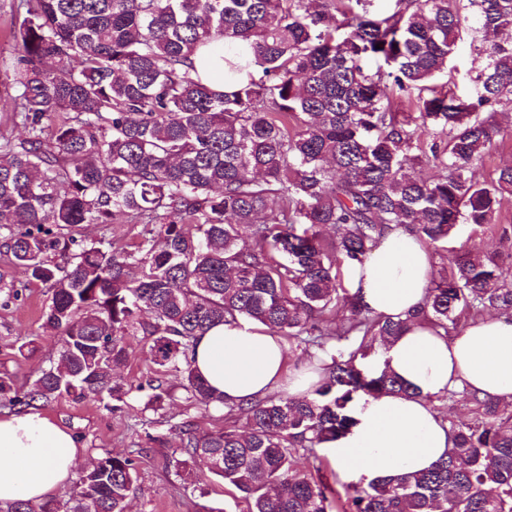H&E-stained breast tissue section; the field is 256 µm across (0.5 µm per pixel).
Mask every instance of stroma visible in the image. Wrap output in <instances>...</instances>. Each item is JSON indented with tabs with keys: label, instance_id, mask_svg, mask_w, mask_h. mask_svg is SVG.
<instances>
[{
	"label": "stroma",
	"instance_id": "stroma-1",
	"mask_svg": "<svg viewBox=\"0 0 512 512\" xmlns=\"http://www.w3.org/2000/svg\"><path fill=\"white\" fill-rule=\"evenodd\" d=\"M492 119L500 126L501 136L478 163L479 173L486 177L512 165V110H498ZM451 251L481 256L512 254V195L502 197L496 223L464 225L455 237L433 248L434 266H442ZM50 298L47 285L28 279L17 300L0 305V372L10 374L17 390L28 389L41 370L58 361L59 339L46 335L42 327ZM149 345V340L140 336L130 340L129 356L118 369L128 389L119 410H107L96 399L66 395L42 405V412L68 429L84 450L75 475H82L97 458L112 452L134 462L135 481L126 512H246V504L234 488L212 475L201 459L181 452L183 422L192 421L203 433L228 425L226 412L188 406L173 373L167 376L174 388L172 399L163 409L147 408L149 391L143 383L154 372ZM298 462L332 490L341 492L356 483L336 467L328 449L301 455Z\"/></svg>",
	"mask_w": 512,
	"mask_h": 512
}]
</instances>
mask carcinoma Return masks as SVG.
Here are the masks:
<instances>
[{
	"label": "carcinoma",
	"mask_w": 512,
	"mask_h": 512,
	"mask_svg": "<svg viewBox=\"0 0 512 512\" xmlns=\"http://www.w3.org/2000/svg\"><path fill=\"white\" fill-rule=\"evenodd\" d=\"M362 0H18L12 122L0 136V294L13 270L52 290L45 331L60 362L24 394L0 376V405L126 394L115 368L126 337L146 336L155 372L178 374L185 400L214 395L193 367L198 336L239 319L284 336L326 376L303 397L231 408L240 425L206 434L187 422L181 447L242 494L248 512H512V414L462 389L472 417L450 423L453 447L424 473L373 481L330 500L296 466L345 436L354 395L416 389L362 360L402 320L372 315L342 287L384 228L406 224L428 246L462 224H491L512 194L475 165L501 134L489 113L512 105V0H394L386 16ZM482 65L466 96L431 82L462 34ZM242 48L255 72L217 92L191 63L201 46ZM62 121L54 126L55 116ZM419 171H414V166ZM82 224H141L119 250L76 237ZM432 276L418 315L448 330L457 317L512 311L497 256L456 253ZM337 329L326 327L339 309ZM149 404L169 397L151 379ZM133 460L104 453L64 512H125ZM0 512H58L15 501Z\"/></svg>",
	"instance_id": "obj_1"
}]
</instances>
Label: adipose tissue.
Listing matches in <instances>:
<instances>
[{
	"instance_id": "adipose-tissue-1",
	"label": "adipose tissue",
	"mask_w": 512,
	"mask_h": 512,
	"mask_svg": "<svg viewBox=\"0 0 512 512\" xmlns=\"http://www.w3.org/2000/svg\"><path fill=\"white\" fill-rule=\"evenodd\" d=\"M430 249L402 225L345 275L361 305L401 318V336L384 342L380 364L417 388L406 398L381 393L353 408L351 432L331 447L337 467L372 482L429 469L452 446L450 425L430 398L456 388L512 403V317L488 315L447 336L419 321L432 278ZM195 369L225 406L274 393L306 395L321 372L288 369L281 336L247 321L219 324L197 339ZM81 456L74 437L38 411L0 415V503L47 502L68 483Z\"/></svg>"
}]
</instances>
